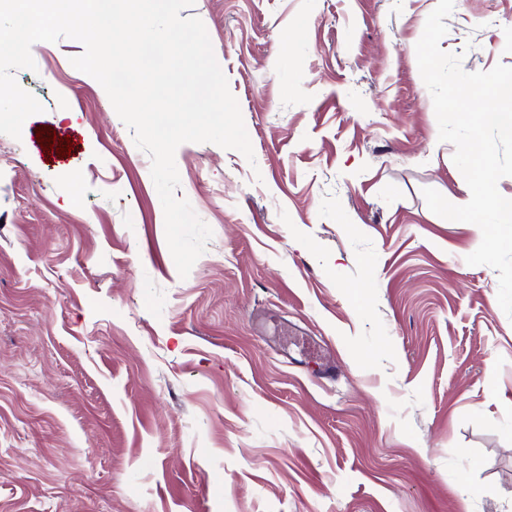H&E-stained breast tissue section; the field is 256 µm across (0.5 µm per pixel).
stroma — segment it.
<instances>
[{"mask_svg": "<svg viewBox=\"0 0 512 512\" xmlns=\"http://www.w3.org/2000/svg\"><path fill=\"white\" fill-rule=\"evenodd\" d=\"M437 0H195L254 157L175 153L212 230L188 277L151 159L82 45L0 134V512H512V320L415 45ZM440 46L512 66V0ZM49 128L70 156L46 157Z\"/></svg>", "mask_w": 512, "mask_h": 512, "instance_id": "stroma-1", "label": "stroma"}]
</instances>
